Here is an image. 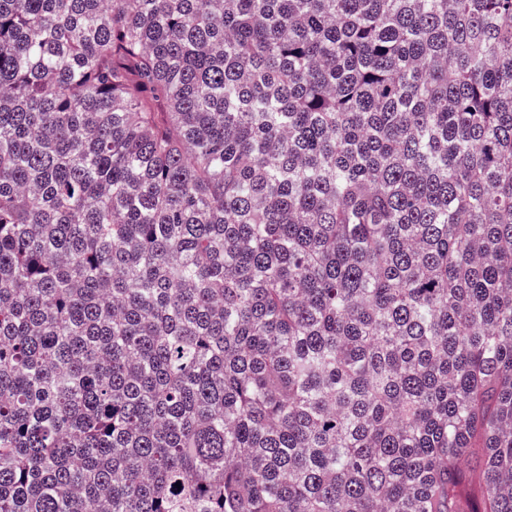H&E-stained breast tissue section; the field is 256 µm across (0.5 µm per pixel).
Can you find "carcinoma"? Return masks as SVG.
Here are the masks:
<instances>
[{
    "mask_svg": "<svg viewBox=\"0 0 512 512\" xmlns=\"http://www.w3.org/2000/svg\"><path fill=\"white\" fill-rule=\"evenodd\" d=\"M512 512V0H0V512Z\"/></svg>",
    "mask_w": 512,
    "mask_h": 512,
    "instance_id": "cac0c4a2",
    "label": "carcinoma"
}]
</instances>
